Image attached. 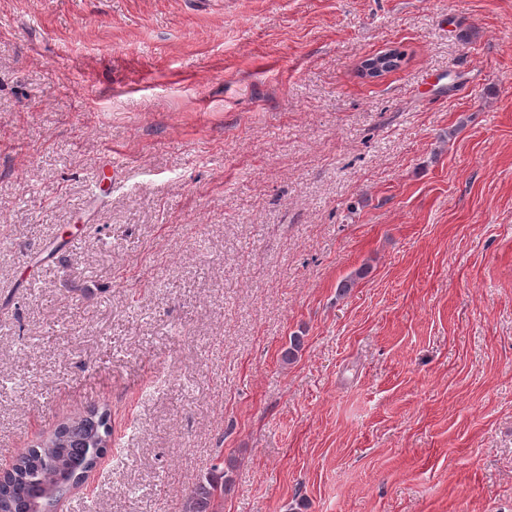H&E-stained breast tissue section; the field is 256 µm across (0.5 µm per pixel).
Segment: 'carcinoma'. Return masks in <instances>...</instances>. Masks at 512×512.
Listing matches in <instances>:
<instances>
[{
  "instance_id": "1",
  "label": "carcinoma",
  "mask_w": 512,
  "mask_h": 512,
  "mask_svg": "<svg viewBox=\"0 0 512 512\" xmlns=\"http://www.w3.org/2000/svg\"><path fill=\"white\" fill-rule=\"evenodd\" d=\"M104 426L101 412L78 414L20 453L11 465V478L0 483V512H56L59 501L107 452L100 447ZM230 469L217 456L188 493L185 512H219L231 491Z\"/></svg>"
}]
</instances>
